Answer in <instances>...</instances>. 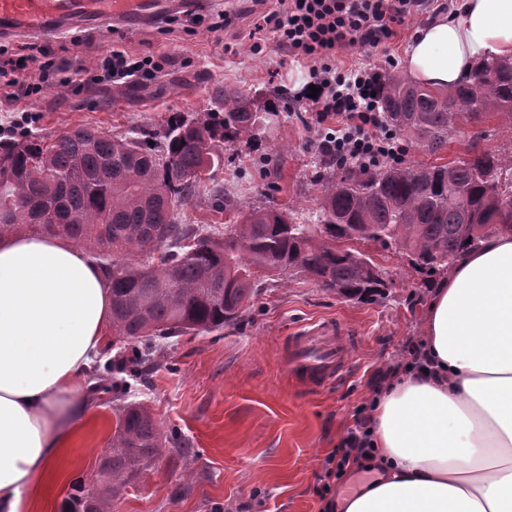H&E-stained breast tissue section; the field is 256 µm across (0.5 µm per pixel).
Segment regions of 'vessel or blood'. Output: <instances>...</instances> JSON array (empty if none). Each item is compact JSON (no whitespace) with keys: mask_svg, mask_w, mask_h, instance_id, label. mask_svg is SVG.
<instances>
[{"mask_svg":"<svg viewBox=\"0 0 512 512\" xmlns=\"http://www.w3.org/2000/svg\"><path fill=\"white\" fill-rule=\"evenodd\" d=\"M174 5L175 0H0V40L57 38L92 26L108 41L129 22L153 23ZM355 342L341 320L309 323L288 339V372L307 390L324 388L346 375Z\"/></svg>","mask_w":512,"mask_h":512,"instance_id":"b4317fda","label":"vessel or blood"}]
</instances>
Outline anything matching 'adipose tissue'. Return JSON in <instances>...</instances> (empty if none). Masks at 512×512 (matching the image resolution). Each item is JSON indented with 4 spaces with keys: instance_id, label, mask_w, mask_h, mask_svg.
Here are the masks:
<instances>
[{
    "instance_id": "obj_1",
    "label": "adipose tissue",
    "mask_w": 512,
    "mask_h": 512,
    "mask_svg": "<svg viewBox=\"0 0 512 512\" xmlns=\"http://www.w3.org/2000/svg\"><path fill=\"white\" fill-rule=\"evenodd\" d=\"M512 57V0H458L417 29L414 82L454 87L478 62ZM111 291L67 238L0 239V512H26L90 415L87 390ZM375 478L340 512H512V234L459 255L425 310L423 358L383 390Z\"/></svg>"
}]
</instances>
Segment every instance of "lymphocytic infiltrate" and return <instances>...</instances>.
<instances>
[{
    "label": "lymphocytic infiltrate",
    "mask_w": 512,
    "mask_h": 512,
    "mask_svg": "<svg viewBox=\"0 0 512 512\" xmlns=\"http://www.w3.org/2000/svg\"><path fill=\"white\" fill-rule=\"evenodd\" d=\"M279 4V11L267 14L263 21L289 55L310 64L318 96L308 98L302 90L294 100L310 102L314 108V133L321 152L340 168L404 161L407 147L387 122L376 96L385 72L337 66L336 53L356 45L384 44L395 36L397 25L419 11L423 0H279ZM161 69L153 57L115 50L90 70L89 78L121 88L153 78ZM373 408L369 402L354 411V424L341 448L327 456L325 464L337 476L345 475L352 454L368 448Z\"/></svg>",
    "instance_id": "1"
}]
</instances>
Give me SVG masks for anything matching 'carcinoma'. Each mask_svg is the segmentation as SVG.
Here are the masks:
<instances>
[{
    "mask_svg": "<svg viewBox=\"0 0 512 512\" xmlns=\"http://www.w3.org/2000/svg\"><path fill=\"white\" fill-rule=\"evenodd\" d=\"M215 97L219 110L179 112L158 137L79 125L0 142V237L46 231L108 257L112 343L131 352L112 362L118 372L144 363L143 351L158 339L238 320L265 277L301 274L348 300L383 294L381 270L348 241L398 248L431 277L486 236L512 233V152L493 151L331 173L317 183L319 206L307 218L226 199L224 210L236 218L228 233L191 231L176 211L203 182L198 173L213 170L218 142L249 147L260 125L245 90L226 86ZM380 107L399 135L434 154L465 125L492 116L512 124V58L482 63L472 82L453 89L391 75ZM166 443L148 404L119 407L98 487L79 486L65 512H112L129 485L156 472Z\"/></svg>",
    "mask_w": 512,
    "mask_h": 512,
    "instance_id": "obj_1",
    "label": "carcinoma"
}]
</instances>
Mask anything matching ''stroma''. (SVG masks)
<instances>
[{
	"mask_svg": "<svg viewBox=\"0 0 512 512\" xmlns=\"http://www.w3.org/2000/svg\"><path fill=\"white\" fill-rule=\"evenodd\" d=\"M451 5L452 0H426L386 48L349 49L339 54V64L388 69L389 58L402 57L416 25ZM279 8L278 0H212L202 8L176 10L173 25L135 26L108 43L91 27L56 40H6L0 58L23 62L29 82L39 81L38 65L49 60L85 85L77 94L49 82L32 97L0 96V126L29 110L38 115L29 127L33 134L55 136L86 124L109 134H159L174 113L213 109L214 89L237 85L252 92L263 113L256 146L220 145L222 160L212 180L179 207L180 223L223 235L229 216L213 203L217 188L244 205L309 213L317 206L320 151L309 129L311 105L289 102L309 67L272 39L265 54L251 51L255 22ZM223 11L229 22L213 31ZM114 49L152 56L163 70L143 86L86 82L87 70ZM511 148L512 126L494 119L462 127L440 158L447 163L471 152ZM259 157L269 158V165L257 167ZM357 248L386 277L385 295L349 301L299 274L266 278L257 282L240 320L206 335L160 341L148 371L130 378V390H112V371L99 370L102 388L91 395L92 412L64 452L61 476L45 482L32 512H64L73 489L97 479L115 429L114 410L131 401L149 404L164 436L178 444L165 448L157 473L128 488L112 512H327L336 489L370 481L373 472L366 467L335 479L325 459L346 437L355 407L374 396L375 373L404 367L412 345L422 342L432 283L398 249L371 241ZM325 318L345 321L358 343L347 375L310 393L288 375V336Z\"/></svg>",
	"mask_w": 512,
	"mask_h": 512,
	"instance_id": "obj_1",
	"label": "stroma"
}]
</instances>
